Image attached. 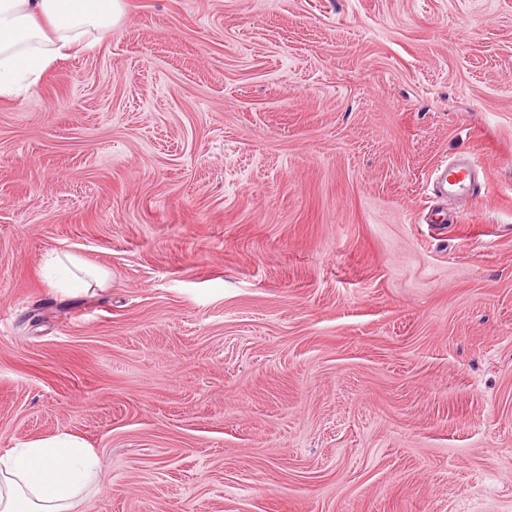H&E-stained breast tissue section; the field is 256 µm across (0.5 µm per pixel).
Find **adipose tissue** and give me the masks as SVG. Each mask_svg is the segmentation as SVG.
<instances>
[{
  "mask_svg": "<svg viewBox=\"0 0 512 512\" xmlns=\"http://www.w3.org/2000/svg\"><path fill=\"white\" fill-rule=\"evenodd\" d=\"M123 14L121 0H0V97L36 84ZM99 460L75 438H42L0 456V512H77Z\"/></svg>",
  "mask_w": 512,
  "mask_h": 512,
  "instance_id": "ef3b65f1",
  "label": "adipose tissue"
}]
</instances>
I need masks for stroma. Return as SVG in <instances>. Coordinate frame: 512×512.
<instances>
[{"mask_svg":"<svg viewBox=\"0 0 512 512\" xmlns=\"http://www.w3.org/2000/svg\"><path fill=\"white\" fill-rule=\"evenodd\" d=\"M123 4L0 98V455L84 440L83 512H512V0ZM435 191L448 198V194L476 196L479 188L474 164L468 156H461L445 167L435 178ZM65 259L66 261L57 257L55 262L56 264L65 266L69 269L72 281L71 286L75 287V289H85L88 285V282L81 277L80 274H83L85 277L92 278L98 285L105 284L109 279V272L104 268H87L83 265L81 260L70 255H65ZM68 265H70L74 270H71Z\"/></svg>","mask_w":512,"mask_h":512,"instance_id":"1","label":"stroma"}]
</instances>
